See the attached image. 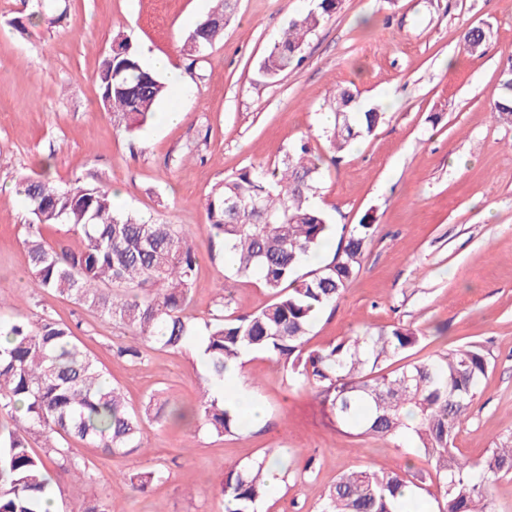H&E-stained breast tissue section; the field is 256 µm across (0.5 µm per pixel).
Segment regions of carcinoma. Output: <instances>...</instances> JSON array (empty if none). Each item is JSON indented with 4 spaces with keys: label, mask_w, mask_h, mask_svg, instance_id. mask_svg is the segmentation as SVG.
<instances>
[{
    "label": "carcinoma",
    "mask_w": 512,
    "mask_h": 512,
    "mask_svg": "<svg viewBox=\"0 0 512 512\" xmlns=\"http://www.w3.org/2000/svg\"><path fill=\"white\" fill-rule=\"evenodd\" d=\"M337 5L338 0H319L315 9L289 22L262 62L266 78L273 80L301 62L308 37ZM234 8V0H218L189 34L184 50L200 54L218 41ZM96 81L104 108L129 133L152 118L168 94L165 80L147 69L126 42L102 60ZM356 102L348 87L335 93L330 142L337 153L371 134L384 119L376 107L354 111ZM493 112L512 125V59L501 69V94ZM318 170L310 149L301 144L271 169L225 177L207 196V234L222 242L236 275L260 272L272 300L255 312L234 315L225 313L231 299L222 296L205 325L208 373L205 394L192 416L217 435L241 429L239 413L211 390L224 383L229 362L264 354L301 385L326 395L345 433L393 442L411 438L433 468L441 495L438 512H495L492 486L512 475V436L479 460L454 451L459 426L490 368L483 346H460L390 372L382 364L415 348L421 339L416 331L363 329L322 348L308 347L316 317L356 279L375 232L371 216H363L342 232L327 259L301 272L329 242V218L310 202ZM18 191L33 215L22 240L33 288L57 293L101 321L123 326L153 349L185 348L195 335L188 308L198 262L187 233L174 224L115 210L108 187L78 180L61 187L47 177H25ZM56 224L81 236L79 250L47 241L46 229ZM0 336L5 337L0 343V414L14 421L20 411L26 423L22 430L0 424V512H42L40 501L52 496L48 465L31 452L26 433L38 432L69 469L86 473L88 462L75 456L72 441L127 454L141 447L144 422L162 425L187 417L168 402H148L141 411L130 408L74 327L50 312L0 317ZM273 461L279 457L269 450L224 473V512H254L271 494L266 469ZM164 478L163 471L147 468L124 483L144 493ZM407 486L401 473L351 470L336 480L317 512H402L398 499Z\"/></svg>",
    "instance_id": "cac0c4a2"
}]
</instances>
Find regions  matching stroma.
<instances>
[{"instance_id": "obj_1", "label": "stroma", "mask_w": 512, "mask_h": 512, "mask_svg": "<svg viewBox=\"0 0 512 512\" xmlns=\"http://www.w3.org/2000/svg\"><path fill=\"white\" fill-rule=\"evenodd\" d=\"M316 3L237 0L223 38L190 56L183 43L212 0H0V304L44 307L78 324L130 407L151 399L197 406L206 369L195 345L148 347L132 364L115 353L133 344L130 331L30 288L22 239L32 216L17 183L44 174L61 186L106 185L124 192L123 209L188 233L198 256L190 310L201 326L222 289L238 314L270 300L258 276L233 275L223 245L206 234L207 195L305 139L320 164L314 205L338 229L367 214L376 224L357 279L319 315L311 348L397 324L423 335L413 362L481 344L492 367L455 439L459 454L478 459L512 436V125L491 110L512 58V0H339L309 36L301 66L266 79L268 51ZM35 11L44 21L31 20ZM470 26L486 33L474 55L461 45ZM121 41L167 54L187 76L192 90L177 97L183 121L167 126L158 113L135 133L117 128L94 75ZM341 86L386 119L337 156L322 115ZM242 368L261 425L218 436L197 423L148 422L140 449L126 455L78 445L93 464L88 476L49 465L58 512H222L225 471L270 449L282 461L281 483L257 512H316L356 468L399 472L418 494L434 491V471L414 449L346 434L328 400L266 356H246ZM145 468L166 473L146 493L113 482Z\"/></svg>"}]
</instances>
